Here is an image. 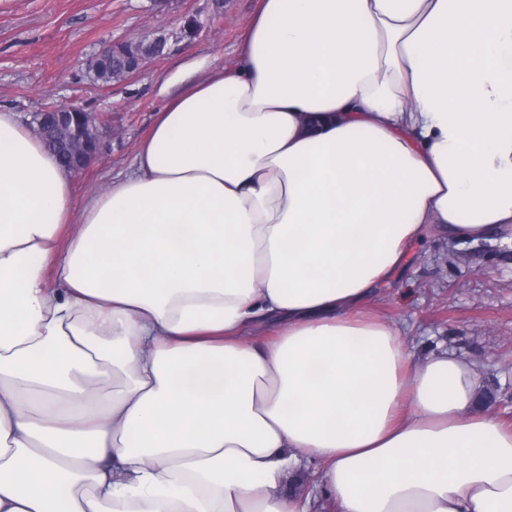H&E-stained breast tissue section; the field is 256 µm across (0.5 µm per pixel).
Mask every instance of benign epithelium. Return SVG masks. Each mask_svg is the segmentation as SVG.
I'll return each instance as SVG.
<instances>
[{"mask_svg": "<svg viewBox=\"0 0 512 512\" xmlns=\"http://www.w3.org/2000/svg\"><path fill=\"white\" fill-rule=\"evenodd\" d=\"M28 126L36 136L55 134L54 146L71 158L76 172L84 170L95 159L102 145L100 118L90 112H81L71 106L69 111L47 109L34 112Z\"/></svg>", "mask_w": 512, "mask_h": 512, "instance_id": "obj_1", "label": "benign epithelium"}]
</instances>
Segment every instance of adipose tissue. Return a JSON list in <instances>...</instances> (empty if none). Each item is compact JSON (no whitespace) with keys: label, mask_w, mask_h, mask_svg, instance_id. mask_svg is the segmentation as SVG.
<instances>
[{"label":"adipose tissue","mask_w":512,"mask_h":512,"mask_svg":"<svg viewBox=\"0 0 512 512\" xmlns=\"http://www.w3.org/2000/svg\"><path fill=\"white\" fill-rule=\"evenodd\" d=\"M512 243V0H259L84 197L0 108V512H512L480 373L369 311ZM118 382L111 393L97 386ZM318 468L311 464L308 469H305L302 474L297 477L296 482L288 480V483L285 485L284 491L286 494H292L298 497L305 498L306 496H310L312 498V507L309 511L311 512H322L329 511L323 510L321 507L316 506V473Z\"/></svg>","instance_id":"ef3b65f1"}]
</instances>
